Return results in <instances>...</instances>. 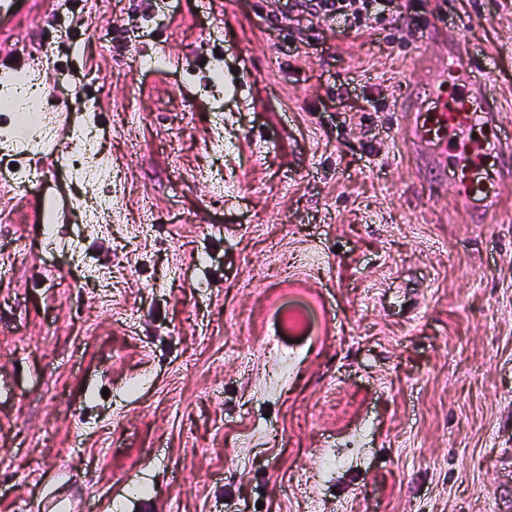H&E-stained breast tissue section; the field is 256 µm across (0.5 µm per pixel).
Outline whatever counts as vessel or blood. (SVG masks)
Segmentation results:
<instances>
[{
    "label": "vessel or blood",
    "mask_w": 512,
    "mask_h": 512,
    "mask_svg": "<svg viewBox=\"0 0 512 512\" xmlns=\"http://www.w3.org/2000/svg\"><path fill=\"white\" fill-rule=\"evenodd\" d=\"M45 6V0H0L1 52H9L18 24ZM481 69L469 55L436 58L424 87L395 108L409 114V142L424 166L451 187L472 223L492 224L512 172V135L504 130L493 88L476 80Z\"/></svg>",
    "instance_id": "vessel-or-blood-1"
}]
</instances>
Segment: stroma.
I'll return each mask as SVG.
<instances>
[{"mask_svg":"<svg viewBox=\"0 0 512 512\" xmlns=\"http://www.w3.org/2000/svg\"><path fill=\"white\" fill-rule=\"evenodd\" d=\"M97 4L13 42L51 108L38 154L0 146V512H512V183L470 223L393 110L465 49L512 119V0L407 46ZM88 127L112 177L81 186Z\"/></svg>","mask_w":512,"mask_h":512,"instance_id":"35a3bbf8","label":"stroma"}]
</instances>
